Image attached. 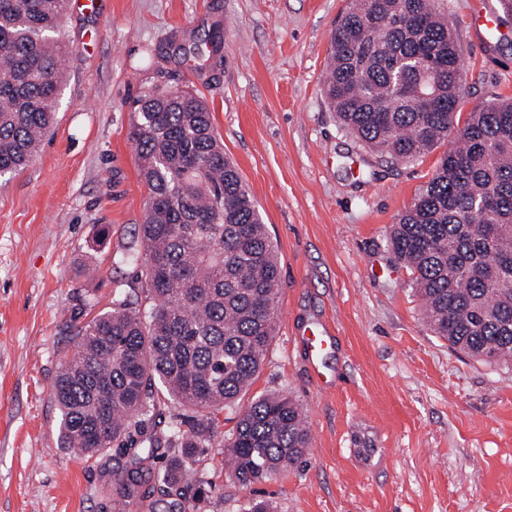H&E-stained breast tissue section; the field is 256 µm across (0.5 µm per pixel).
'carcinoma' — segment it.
Wrapping results in <instances>:
<instances>
[{
    "label": "carcinoma",
    "mask_w": 512,
    "mask_h": 512,
    "mask_svg": "<svg viewBox=\"0 0 512 512\" xmlns=\"http://www.w3.org/2000/svg\"><path fill=\"white\" fill-rule=\"evenodd\" d=\"M69 0H0V176L23 169L54 119L70 51ZM224 29L178 46L203 73L224 59ZM325 98L343 127L382 156L412 161L456 132L389 242L413 275L430 330L490 364L512 363V99L470 112L461 129V60L435 0H351L332 30ZM138 175L147 188L142 248L114 263L142 268L112 306L76 327V351L53 385L63 447L91 460L141 438L112 471L113 512L161 479L181 499L187 464L211 445L217 412L251 386L275 336L274 243L211 112L197 92L154 85L133 100ZM152 300L142 307L141 298ZM190 409L158 433L156 396ZM305 414L289 396L258 397L225 444L231 476L250 486L302 460ZM174 449L163 472L158 445Z\"/></svg>",
    "instance_id": "obj_1"
}]
</instances>
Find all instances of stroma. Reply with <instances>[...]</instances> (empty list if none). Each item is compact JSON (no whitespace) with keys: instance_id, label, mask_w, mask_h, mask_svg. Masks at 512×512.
<instances>
[{"instance_id":"35a3bbf8","label":"stroma","mask_w":512,"mask_h":512,"mask_svg":"<svg viewBox=\"0 0 512 512\" xmlns=\"http://www.w3.org/2000/svg\"><path fill=\"white\" fill-rule=\"evenodd\" d=\"M349 0H72L55 123L32 162L0 177V512H112L127 450L86 461L62 448L52 384L75 325L109 307L113 261L140 237L146 187L129 138L143 87H190L259 206L278 255L276 335L244 395L293 398L303 461L245 488L224 470L225 408L188 482L187 512H512V367L449 348L422 316L390 227L435 173L365 147L323 91L329 40ZM463 67L460 119L512 98V16L499 0H438ZM224 23L204 76L172 52ZM329 334L320 355L309 333Z\"/></svg>"}]
</instances>
